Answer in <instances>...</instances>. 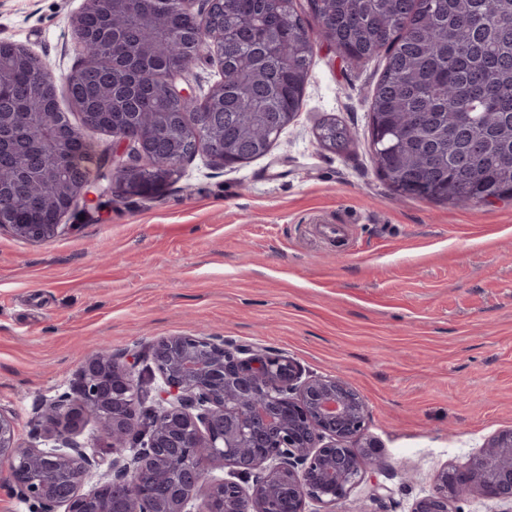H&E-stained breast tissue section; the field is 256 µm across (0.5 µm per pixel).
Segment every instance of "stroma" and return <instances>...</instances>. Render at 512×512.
Returning a JSON list of instances; mask_svg holds the SVG:
<instances>
[{"label": "stroma", "instance_id": "1", "mask_svg": "<svg viewBox=\"0 0 512 512\" xmlns=\"http://www.w3.org/2000/svg\"><path fill=\"white\" fill-rule=\"evenodd\" d=\"M82 4L0 0V40L64 81L81 62ZM384 64L318 43L302 108L266 156L222 168L197 155L178 181L76 205L46 241L0 230V410L21 440L100 345L145 353L200 332L287 354L365 398L386 467L341 512H409L442 465L512 428V199L389 189L370 146ZM327 117L346 126L347 153L319 146Z\"/></svg>", "mask_w": 512, "mask_h": 512}]
</instances>
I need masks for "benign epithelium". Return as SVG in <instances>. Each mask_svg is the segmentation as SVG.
<instances>
[{
    "mask_svg": "<svg viewBox=\"0 0 512 512\" xmlns=\"http://www.w3.org/2000/svg\"><path fill=\"white\" fill-rule=\"evenodd\" d=\"M166 90L180 102L197 99L183 72L166 77ZM111 135L110 181L84 177L71 188L74 201L167 181L161 170L153 181L141 175L144 144ZM4 228L44 241L65 225ZM145 360L146 370L136 371ZM143 393L154 410L146 426L131 406ZM367 415L347 382L313 374L289 355L205 333L166 336L146 354L116 357L107 347L88 354L69 390L42 403L27 442L0 411V463L28 512H211L218 494L224 512H277L285 488L288 512H309L310 502L336 512L366 475L383 469L366 436ZM89 416L110 455L80 439ZM475 458L478 467H440L410 512H453L452 501L471 497L512 505V429ZM217 468L224 475H214ZM96 473L95 487L83 492Z\"/></svg>",
    "mask_w": 512,
    "mask_h": 512,
    "instance_id": "obj_1",
    "label": "benign epithelium"
}]
</instances>
